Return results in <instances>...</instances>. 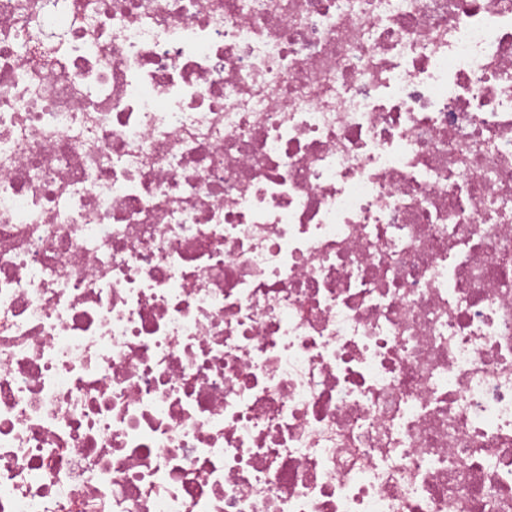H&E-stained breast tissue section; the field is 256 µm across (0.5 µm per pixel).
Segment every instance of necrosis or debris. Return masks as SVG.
<instances>
[{
    "instance_id": "1",
    "label": "necrosis or debris",
    "mask_w": 512,
    "mask_h": 512,
    "mask_svg": "<svg viewBox=\"0 0 512 512\" xmlns=\"http://www.w3.org/2000/svg\"><path fill=\"white\" fill-rule=\"evenodd\" d=\"M0 512H512V0H0Z\"/></svg>"
}]
</instances>
